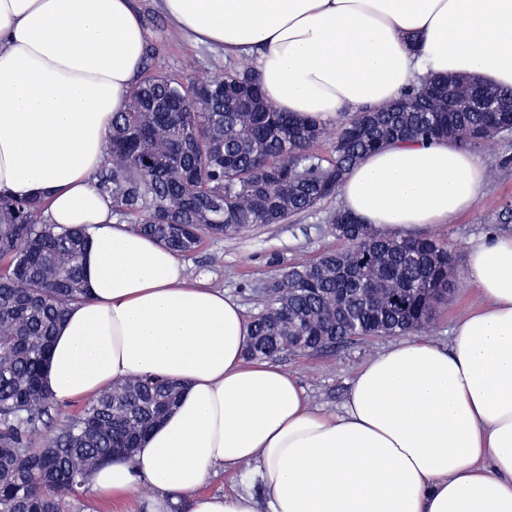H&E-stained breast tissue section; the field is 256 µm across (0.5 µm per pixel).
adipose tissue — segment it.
<instances>
[{
  "mask_svg": "<svg viewBox=\"0 0 512 512\" xmlns=\"http://www.w3.org/2000/svg\"><path fill=\"white\" fill-rule=\"evenodd\" d=\"M172 24L231 56L256 54L266 98L329 123L393 101L417 77L470 74L512 87V0H161ZM146 30L133 0H0V190L46 199L86 224L89 300L57 333L59 402L134 375L184 385L178 407L128 461L93 472L110 497L148 483L163 512H512V235L474 241L481 304L447 346L407 336L356 372L340 412L310 406L297 378L246 361L237 303L189 282L179 257L114 221L92 176L128 103ZM487 170L445 141L368 156L345 209L407 237L472 208ZM252 466L260 495L202 492L214 468Z\"/></svg>",
  "mask_w": 512,
  "mask_h": 512,
  "instance_id": "obj_1",
  "label": "adipose tissue"
}]
</instances>
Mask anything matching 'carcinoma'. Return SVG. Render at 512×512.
I'll return each instance as SVG.
<instances>
[{
    "label": "carcinoma",
    "mask_w": 512,
    "mask_h": 512,
    "mask_svg": "<svg viewBox=\"0 0 512 512\" xmlns=\"http://www.w3.org/2000/svg\"><path fill=\"white\" fill-rule=\"evenodd\" d=\"M145 47L126 108L112 117L94 174L97 193L125 219L180 256L204 238L284 224L340 192L367 155L407 141L494 144L509 112L470 106L477 82L428 77L391 105L340 121L326 159L327 128L278 112L264 96L255 58L238 57L202 83L154 71ZM48 203L0 191V512H65L90 474L134 449L178 403V386L140 376L86 400L41 448L56 401L45 378L69 308L89 299L81 258L84 227L52 224ZM331 234L345 243L300 259L256 291L252 359L312 355L369 336H409L434 320L455 285L456 258L437 240L396 238L341 208Z\"/></svg>",
    "instance_id": "cac0c4a2"
}]
</instances>
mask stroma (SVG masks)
<instances>
[{
    "instance_id": "stroma-1",
    "label": "stroma",
    "mask_w": 512,
    "mask_h": 512,
    "mask_svg": "<svg viewBox=\"0 0 512 512\" xmlns=\"http://www.w3.org/2000/svg\"><path fill=\"white\" fill-rule=\"evenodd\" d=\"M134 5L145 21L150 43L157 48L156 71H184L189 79L201 81L210 76L215 65H230L231 59L223 51L193 43L175 31L159 0H134ZM476 154L487 169L496 172L494 178L488 179L482 198L471 210L428 231L429 236L448 247L461 265L474 240L490 234H512V223L497 221L498 213L512 206V135L477 149ZM342 205L341 197L335 196L286 224L261 226L231 238L205 239L198 251L184 257L187 274L190 280L202 279L223 291L241 306L244 317H251L256 310L254 288L270 281L294 261L311 259L323 250L338 247L328 218ZM476 301L470 280L464 273H457L448 301L426 329V336L439 345H447L455 320ZM392 342L389 336L368 337L345 344L333 353L289 357L283 359L282 365L296 375L312 406L337 412L359 367ZM152 495V489L143 484L127 496L105 500L87 486L71 501L68 512H148Z\"/></svg>"
}]
</instances>
